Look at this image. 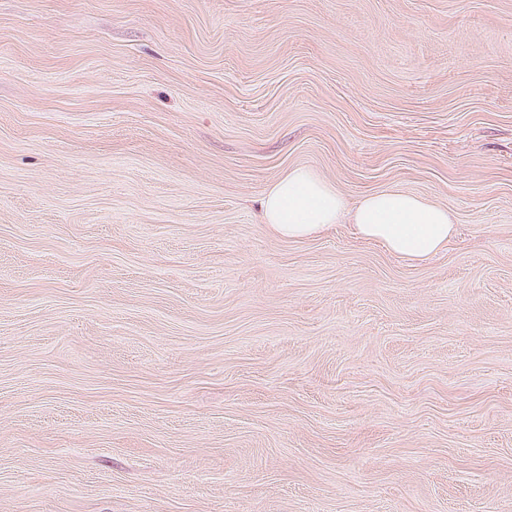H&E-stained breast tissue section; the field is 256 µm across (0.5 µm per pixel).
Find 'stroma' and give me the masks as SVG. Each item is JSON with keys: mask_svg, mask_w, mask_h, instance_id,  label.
Listing matches in <instances>:
<instances>
[{"mask_svg": "<svg viewBox=\"0 0 512 512\" xmlns=\"http://www.w3.org/2000/svg\"><path fill=\"white\" fill-rule=\"evenodd\" d=\"M0 512H512V0H0ZM260 211L262 224L282 238L305 239L334 224H351L358 236L410 263L436 256L456 230L448 208L400 190L369 194L348 209L336 189L302 167L265 193Z\"/></svg>", "mask_w": 512, "mask_h": 512, "instance_id": "35a3bbf8", "label": "stroma"}]
</instances>
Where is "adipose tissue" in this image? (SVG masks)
Listing matches in <instances>:
<instances>
[{
    "mask_svg": "<svg viewBox=\"0 0 512 512\" xmlns=\"http://www.w3.org/2000/svg\"><path fill=\"white\" fill-rule=\"evenodd\" d=\"M260 211L263 223L280 237L305 239L348 223L358 236L410 263L436 256L456 230L447 208L400 190L373 193L346 207L336 189L302 167L289 170L265 193Z\"/></svg>",
    "mask_w": 512,
    "mask_h": 512,
    "instance_id": "obj_1",
    "label": "adipose tissue"
}]
</instances>
